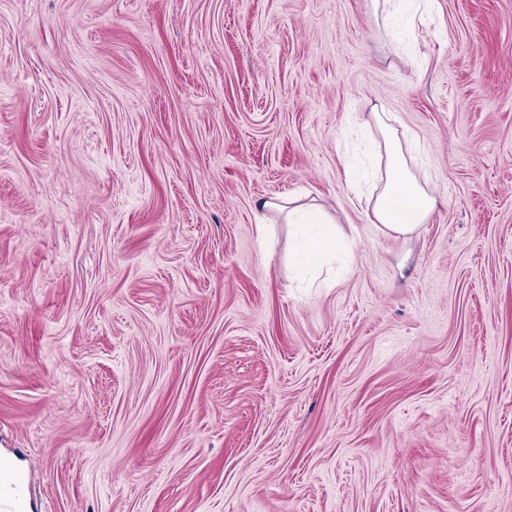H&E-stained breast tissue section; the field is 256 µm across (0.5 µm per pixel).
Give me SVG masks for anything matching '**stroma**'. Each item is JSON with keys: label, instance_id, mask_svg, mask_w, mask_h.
Masks as SVG:
<instances>
[{"label": "stroma", "instance_id": "obj_1", "mask_svg": "<svg viewBox=\"0 0 512 512\" xmlns=\"http://www.w3.org/2000/svg\"><path fill=\"white\" fill-rule=\"evenodd\" d=\"M1 456L31 512H512V0H0ZM385 167L380 191L368 208L369 224L380 225L395 238L414 235L421 224H427L436 209V198L428 189L427 180L413 173L406 149L397 131L384 116L375 112ZM292 203V200H271L264 202L263 208L286 211L288 224L300 235L301 243L295 255L298 266L308 268L315 259L345 249L343 239L336 234L332 220L324 212L307 204L289 207Z\"/></svg>", "mask_w": 512, "mask_h": 512}]
</instances>
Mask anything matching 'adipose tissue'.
Segmentation results:
<instances>
[{
  "mask_svg": "<svg viewBox=\"0 0 512 512\" xmlns=\"http://www.w3.org/2000/svg\"><path fill=\"white\" fill-rule=\"evenodd\" d=\"M375 122L381 134L385 167L381 188L367 211V218L369 223L405 239L429 221L437 201L427 181L413 173L397 131L385 122L383 115H376ZM264 207L285 213L288 223L298 231L301 240L295 255L298 266L309 267L315 259L344 249L343 239L324 212L307 204L293 206L286 200H271Z\"/></svg>",
  "mask_w": 512,
  "mask_h": 512,
  "instance_id": "ef3b65f1",
  "label": "adipose tissue"
}]
</instances>
